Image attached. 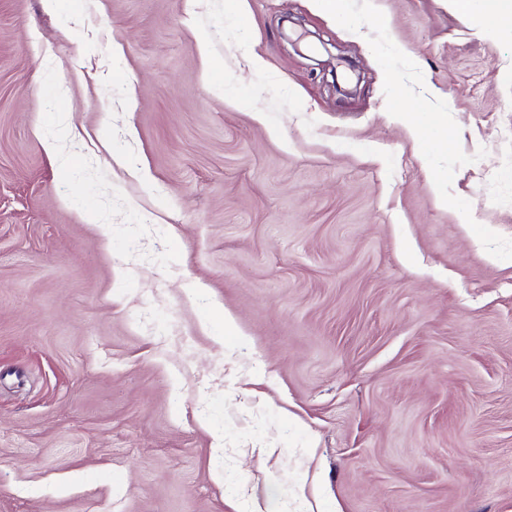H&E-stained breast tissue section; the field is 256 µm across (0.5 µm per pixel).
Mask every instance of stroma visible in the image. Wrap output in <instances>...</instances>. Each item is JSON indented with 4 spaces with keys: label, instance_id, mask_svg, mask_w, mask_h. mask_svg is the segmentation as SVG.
Wrapping results in <instances>:
<instances>
[{
    "label": "stroma",
    "instance_id": "obj_1",
    "mask_svg": "<svg viewBox=\"0 0 512 512\" xmlns=\"http://www.w3.org/2000/svg\"><path fill=\"white\" fill-rule=\"evenodd\" d=\"M0 512H512V33L0 0Z\"/></svg>",
    "mask_w": 512,
    "mask_h": 512
}]
</instances>
